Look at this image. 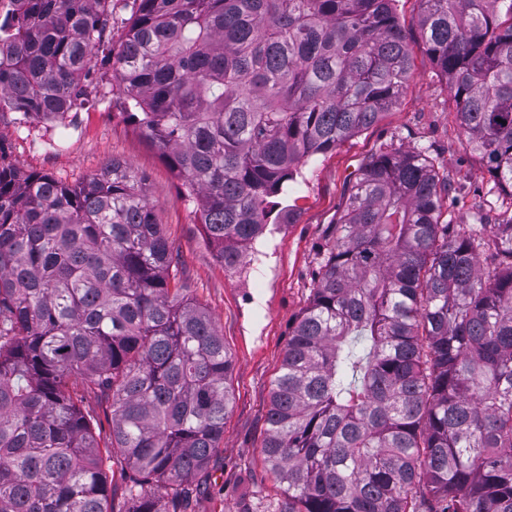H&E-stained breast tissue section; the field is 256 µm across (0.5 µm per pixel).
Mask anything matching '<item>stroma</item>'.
<instances>
[{
	"mask_svg": "<svg viewBox=\"0 0 512 512\" xmlns=\"http://www.w3.org/2000/svg\"><path fill=\"white\" fill-rule=\"evenodd\" d=\"M112 14L92 76L82 82L85 106L71 113L61 147L48 141L54 123L0 111V158L24 172H40L74 185L112 157L124 159L153 208L155 219L179 250V277L224 336L232 357L227 383L232 406L224 439L202 482H189L191 512H278L284 494L267 470L260 450L267 429L270 392L288 337L309 306L318 262L362 163L393 144L429 149L447 168L455 190L448 218L470 224L478 209L492 210L496 195L480 158L469 151L455 122L446 81L420 37L417 0H399L400 21L411 37L415 75L400 103L336 151L312 160L280 196L288 221L273 225L257 243L259 262L247 273L225 271L205 240L196 206L125 114L112 91L106 56L119 45L135 10L133 0H112Z\"/></svg>",
	"mask_w": 512,
	"mask_h": 512,
	"instance_id": "obj_1",
	"label": "stroma"
}]
</instances>
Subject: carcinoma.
Wrapping results in <instances>:
<instances>
[{
	"label": "carcinoma",
	"mask_w": 512,
	"mask_h": 512,
	"mask_svg": "<svg viewBox=\"0 0 512 512\" xmlns=\"http://www.w3.org/2000/svg\"><path fill=\"white\" fill-rule=\"evenodd\" d=\"M0 110L84 106L111 0H11ZM397 0H134L112 87L198 201L224 269L272 198L395 107ZM422 41L503 193L443 219L448 172L392 145L362 165L273 381L261 447L280 512H512V0H418ZM114 157L75 187L0 162V512H186L224 437L232 359ZM112 407L105 451L85 395ZM135 474L111 506L105 462Z\"/></svg>",
	"instance_id": "obj_1"
}]
</instances>
